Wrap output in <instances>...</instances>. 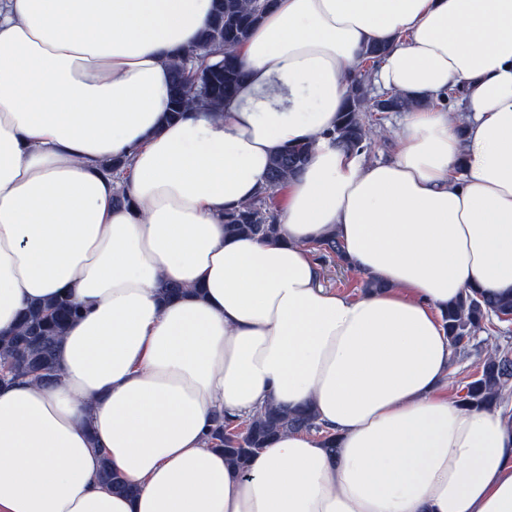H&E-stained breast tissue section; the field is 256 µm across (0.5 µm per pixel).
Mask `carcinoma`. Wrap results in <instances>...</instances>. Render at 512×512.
Masks as SVG:
<instances>
[{"label": "carcinoma", "mask_w": 512, "mask_h": 512, "mask_svg": "<svg viewBox=\"0 0 512 512\" xmlns=\"http://www.w3.org/2000/svg\"><path fill=\"white\" fill-rule=\"evenodd\" d=\"M273 5L274 0H214L210 23L197 44L173 63L169 119L179 118L195 104L211 112L223 111L224 100L233 94L243 75L236 51ZM385 52L386 46L376 43L362 51L350 76L344 109L328 133L330 139L349 151L370 150L378 125L376 114L399 112L410 106L397 93L371 95L368 77ZM312 150V143L301 142L275 154L270 160L267 187L251 202L224 212L225 231L261 241L277 239L281 229L275 213V195L308 163ZM314 251L320 261L330 255L344 260L341 243L335 237L317 242ZM81 313L80 306L63 298L26 308L16 330L0 336V382L29 378L51 385L57 375L59 341ZM507 316L512 317V295L488 296L473 288L462 293L442 312L453 356L468 357L477 351L475 333L491 335L499 331L498 324L505 322ZM511 385L512 347L497 344L478 359L475 372L461 388L458 402L468 407H504ZM288 431L321 433L323 429L311 411L287 412L267 404L247 420L215 414L207 441L223 449L224 455L246 474L253 457ZM100 478L114 492H135V487L107 462L102 465Z\"/></svg>", "instance_id": "carcinoma-1"}]
</instances>
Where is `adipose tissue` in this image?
<instances>
[{
  "label": "adipose tissue",
  "instance_id": "ef3b65f1",
  "mask_svg": "<svg viewBox=\"0 0 512 512\" xmlns=\"http://www.w3.org/2000/svg\"><path fill=\"white\" fill-rule=\"evenodd\" d=\"M212 9L0 0V333L38 301L83 308L56 383L0 387V512H512V416L448 396L441 322L465 288L512 294V0H277L223 111L169 120ZM372 42L374 84L412 103L380 161L327 136ZM302 140L280 239L226 235ZM330 235L381 290L320 285ZM270 402L335 449L288 432L243 474L207 445L214 411ZM100 478L104 484L112 489L113 492L123 494H133L135 487L106 461L102 465Z\"/></svg>",
  "mask_w": 512,
  "mask_h": 512
}]
</instances>
